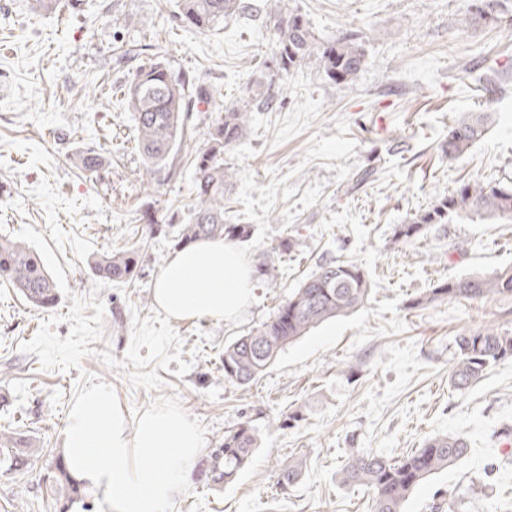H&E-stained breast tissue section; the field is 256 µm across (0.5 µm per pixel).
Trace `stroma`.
Wrapping results in <instances>:
<instances>
[{
  "label": "stroma",
  "mask_w": 512,
  "mask_h": 512,
  "mask_svg": "<svg viewBox=\"0 0 512 512\" xmlns=\"http://www.w3.org/2000/svg\"><path fill=\"white\" fill-rule=\"evenodd\" d=\"M249 2L199 33L175 22V0H84L81 12L50 14L0 0V234L32 247L60 292L56 307L35 309L0 284V428L27 432L38 448L24 483L0 469V512H53L45 481L68 411L100 383L132 418L182 407L207 449L240 422L257 429L260 446L234 483L217 491L192 477L165 512H370L366 488L336 481L348 449L397 458L457 432L469 437L466 457L421 484L406 512H512V446L502 445L512 360L467 392L449 381L456 336L512 332V298L412 305L441 282L512 265V221L439 224L393 241L396 225L462 182L512 183V0L505 21L466 28L474 0H289L319 37L362 47L350 87L313 66L282 76L268 45L271 2ZM131 39L161 45L224 105L257 81L277 98L224 153L237 173L224 217L253 225L240 246L251 265L283 238L297 247L280 257L276 286L255 283L234 319L174 321L154 302L174 249L142 214L170 218L188 197L185 161L208 115H193L179 178L147 171L121 90L128 74L110 65ZM480 111L494 123L448 160L449 126ZM88 147L107 154L98 172L75 163ZM133 245L134 284L95 276L92 259ZM326 258L362 264L373 283L364 307L289 344L250 385L225 382V343L266 321ZM294 455L306 456L304 473L280 488L275 465Z\"/></svg>",
  "instance_id": "stroma-1"
}]
</instances>
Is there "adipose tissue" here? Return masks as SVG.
<instances>
[{"label":"adipose tissue","mask_w":512,"mask_h":512,"mask_svg":"<svg viewBox=\"0 0 512 512\" xmlns=\"http://www.w3.org/2000/svg\"><path fill=\"white\" fill-rule=\"evenodd\" d=\"M252 267L221 239L180 248L153 289L171 319H231L249 303ZM62 445L75 477L108 512H164L189 480L202 448L197 427L177 406L129 419L104 385L85 389L65 420ZM155 464H147V457Z\"/></svg>","instance_id":"obj_1"}]
</instances>
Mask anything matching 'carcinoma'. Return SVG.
Segmentation results:
<instances>
[{
    "mask_svg": "<svg viewBox=\"0 0 512 512\" xmlns=\"http://www.w3.org/2000/svg\"><path fill=\"white\" fill-rule=\"evenodd\" d=\"M274 2L269 42L278 70L288 75L314 64L334 83L349 85L356 80L364 66V54L357 42L323 41L299 11L288 8V0ZM490 2L493 8L487 12L469 11L465 24L477 19L497 20L500 0ZM248 8L245 0H178L175 19L188 29L202 32L220 26L225 17L244 13ZM111 62L116 71L133 69L123 85V94L133 112L137 149L148 170L162 171L169 180L179 175L180 168L171 158L185 141L188 121L194 112H209L203 144L187 158L193 168L189 202L184 205L187 213L180 224H161L153 216L145 215L150 233L171 239L178 249L205 239L249 241L252 225L224 222V194L236 177L232 168L224 166V150L244 137L251 112L272 106L275 96L270 88L257 83L246 90L242 103L214 106L212 102L219 90L193 73L172 69L153 44L134 41L112 54ZM491 123L489 112H467L456 118L440 145L441 152L450 160L465 154L486 135ZM76 163L87 172H96L106 164V158L89 148L77 155ZM469 216L481 221L512 220V184L468 180L416 213L408 223L396 225L393 240L411 242L423 237L435 224H451ZM295 246V240L282 239L278 251L267 255L257 266L259 277L275 285L277 254L290 253ZM138 264L139 251L132 248L99 256L93 262V271L107 281L132 283ZM0 280L16 288L35 307L50 308L58 301L56 281L38 254L22 241L0 237ZM371 291L372 282L362 265L338 259L320 261L267 321L224 346V380L244 385L256 379L290 343L328 320L361 308ZM508 296H512V267L448 280L431 289L428 296L414 299L411 307L435 301ZM455 345L457 361L450 381L460 392L477 384L492 366L512 360V333L493 327L463 333L455 337ZM258 447L255 427L248 421L240 423L225 432L219 447L210 449L201 460V480L219 489L233 483ZM467 450V438L462 434L428 438L422 447L397 459L352 448L337 473L338 483L343 487H367L372 492L371 512H405L417 487L448 469ZM0 454L6 471L20 481L31 464L34 448L22 434L0 430ZM305 466L303 456L278 463L277 482L283 487L296 483ZM49 493L55 512H71L73 504L83 499L81 483L61 454L53 462Z\"/></svg>",
    "mask_w": 512,
    "mask_h": 512,
    "instance_id": "cac0c4a2",
    "label": "carcinoma"
}]
</instances>
